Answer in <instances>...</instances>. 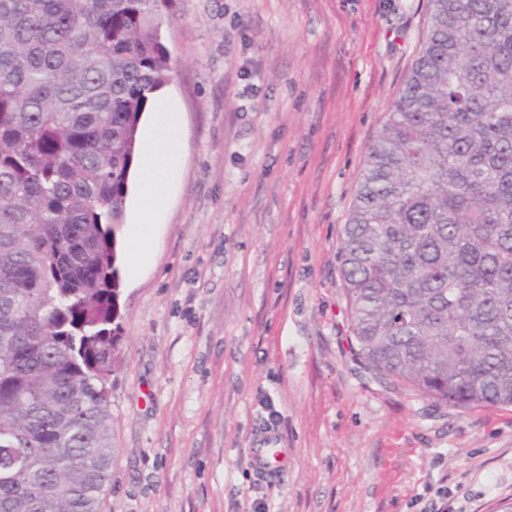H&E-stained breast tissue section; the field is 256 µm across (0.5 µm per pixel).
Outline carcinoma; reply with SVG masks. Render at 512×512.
I'll return each instance as SVG.
<instances>
[{
  "mask_svg": "<svg viewBox=\"0 0 512 512\" xmlns=\"http://www.w3.org/2000/svg\"><path fill=\"white\" fill-rule=\"evenodd\" d=\"M342 227L352 354L512 405V0H429ZM169 0H0V512H100L117 233Z\"/></svg>",
  "mask_w": 512,
  "mask_h": 512,
  "instance_id": "cac0c4a2",
  "label": "carcinoma"
}]
</instances>
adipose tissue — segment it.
<instances>
[{"label":"adipose tissue","mask_w":512,"mask_h":512,"mask_svg":"<svg viewBox=\"0 0 512 512\" xmlns=\"http://www.w3.org/2000/svg\"><path fill=\"white\" fill-rule=\"evenodd\" d=\"M150 100L155 112L143 141L137 181L138 207L131 224V253L136 264L149 257L144 228L166 206L172 173L184 149L180 113L171 101L159 94H151Z\"/></svg>","instance_id":"adipose-tissue-1"}]
</instances>
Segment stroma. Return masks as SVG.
Returning <instances> with one entry per match:
<instances>
[{"instance_id": "stroma-1", "label": "stroma", "mask_w": 512, "mask_h": 512, "mask_svg": "<svg viewBox=\"0 0 512 512\" xmlns=\"http://www.w3.org/2000/svg\"><path fill=\"white\" fill-rule=\"evenodd\" d=\"M428 0H171L183 158L149 261L118 245L101 512H494L512 405L379 383L346 340L341 227ZM275 432L287 476L257 478Z\"/></svg>"}]
</instances>
